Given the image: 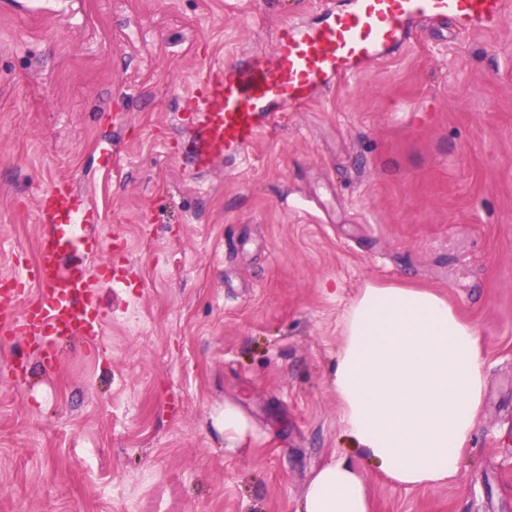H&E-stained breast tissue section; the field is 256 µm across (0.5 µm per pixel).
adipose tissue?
Masks as SVG:
<instances>
[{"label":"adipose tissue","instance_id":"1","mask_svg":"<svg viewBox=\"0 0 512 512\" xmlns=\"http://www.w3.org/2000/svg\"><path fill=\"white\" fill-rule=\"evenodd\" d=\"M333 386L346 429L392 482L430 488L458 472L486 392L480 341L435 292L366 285L343 317ZM298 512H372L358 469L331 461Z\"/></svg>","mask_w":512,"mask_h":512}]
</instances>
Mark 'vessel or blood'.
<instances>
[{
  "label": "vessel or blood",
  "mask_w": 512,
  "mask_h": 512,
  "mask_svg": "<svg viewBox=\"0 0 512 512\" xmlns=\"http://www.w3.org/2000/svg\"><path fill=\"white\" fill-rule=\"evenodd\" d=\"M512 0H351L319 26H283L275 40L273 67L241 73L209 65L197 77L207 89L197 123L206 152L247 150L269 119L270 106L286 110L303 102L328 76L386 58L424 18L502 21ZM45 220L34 263L5 276L0 289V334L23 339L44 370H52L62 345L95 341L107 315L95 286L103 268L90 263L102 251L96 211L69 184L58 181L39 200Z\"/></svg>",
  "instance_id": "1"
}]
</instances>
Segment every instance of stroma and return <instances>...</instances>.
I'll list each match as a JSON object with an SVG mask.
<instances>
[{
    "mask_svg": "<svg viewBox=\"0 0 512 512\" xmlns=\"http://www.w3.org/2000/svg\"><path fill=\"white\" fill-rule=\"evenodd\" d=\"M348 4L0 0V275L35 260L57 179L97 206L112 267L102 336L31 362L25 391L29 349L0 336V512H297L338 458L372 512H512V19L421 22L246 156L190 163L197 72L271 61L285 23ZM369 283L431 289L479 336L448 483L387 480L345 428L333 374ZM245 431V421L241 414L231 406L224 408V439L233 444L242 437Z\"/></svg>",
    "mask_w": 512,
    "mask_h": 512,
    "instance_id": "1",
    "label": "stroma"
}]
</instances>
